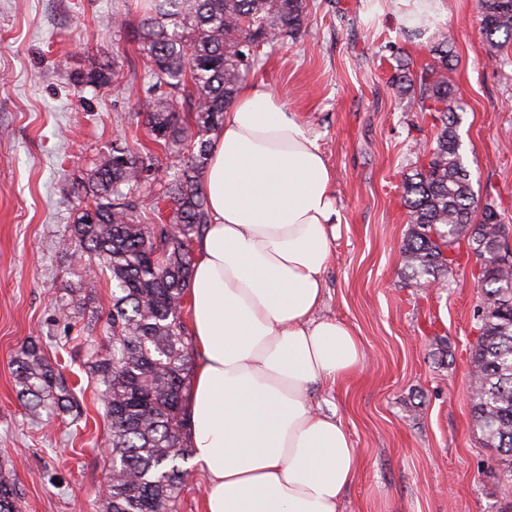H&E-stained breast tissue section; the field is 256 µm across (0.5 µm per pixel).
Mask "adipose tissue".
Returning <instances> with one entry per match:
<instances>
[{"label": "adipose tissue", "instance_id": "ef3b65f1", "mask_svg": "<svg viewBox=\"0 0 512 512\" xmlns=\"http://www.w3.org/2000/svg\"><path fill=\"white\" fill-rule=\"evenodd\" d=\"M210 221L188 288L197 364L187 403L204 512H339L359 455L310 391L361 367L351 327L322 316L336 213L307 126L262 85L214 135Z\"/></svg>", "mask_w": 512, "mask_h": 512}]
</instances>
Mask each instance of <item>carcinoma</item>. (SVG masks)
I'll return each instance as SVG.
<instances>
[{"label": "carcinoma", "mask_w": 512, "mask_h": 512, "mask_svg": "<svg viewBox=\"0 0 512 512\" xmlns=\"http://www.w3.org/2000/svg\"><path fill=\"white\" fill-rule=\"evenodd\" d=\"M149 2L134 27L125 16L112 18V28L131 34L139 46L148 142L136 148L112 143L88 179L94 205L70 225L78 250L112 281V347L84 364L110 418L106 512H174L189 477L181 462L190 454L187 398L196 358L182 314L193 266L189 242L209 222L200 176L212 134L249 72L247 62H257L265 46L297 38L307 18L306 0ZM478 14L486 50L499 52L512 40V0H478ZM453 45L448 31L439 32L430 62L413 78L393 82L418 83V111L437 113L439 123L427 165L403 183L411 229L401 264L416 279L438 282L452 271L445 250L456 243L466 241L484 258L478 277L483 314L470 358L473 422L495 451L497 478L512 487V259L502 254L500 213L478 204L460 153ZM127 65V56L115 52L83 82L116 84ZM158 148L177 150L153 203L156 209L172 204L160 224L140 208L141 192L160 169ZM12 365L14 385L32 415L59 417L78 407L73 386L37 342L22 346ZM21 502L11 472L0 470V512H20Z\"/></svg>", "instance_id": "1"}]
</instances>
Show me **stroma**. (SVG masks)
Here are the masks:
<instances>
[{
    "mask_svg": "<svg viewBox=\"0 0 512 512\" xmlns=\"http://www.w3.org/2000/svg\"><path fill=\"white\" fill-rule=\"evenodd\" d=\"M132 0H0V466L13 470L22 512H105L109 422L83 371L88 349L109 347L112 283L92 295L68 231L90 199L81 191L118 138L145 136L131 74L120 88L80 83L124 52L113 14ZM297 39L263 48L247 77L282 96L310 128L332 169L336 239L323 313L347 322L363 367L316 390L361 459L341 512H501L512 488L472 429L469 352L484 294L465 262L432 288L405 274L410 226L402 183L435 145L428 113L391 81L400 63L428 58L437 27L451 28L460 134L479 202L494 203L512 249V42L488 54L476 0H432L430 28L408 34L417 0H307ZM75 298L70 315L59 298ZM96 318L87 331L88 318ZM38 339L75 389L79 417L31 418L11 360Z\"/></svg>",
    "mask_w": 512,
    "mask_h": 512,
    "instance_id": "1",
    "label": "stroma"
}]
</instances>
